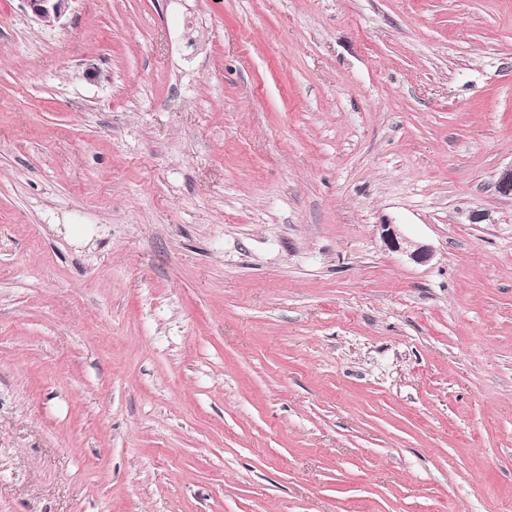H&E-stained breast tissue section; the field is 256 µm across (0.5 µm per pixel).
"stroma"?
<instances>
[{
  "mask_svg": "<svg viewBox=\"0 0 512 512\" xmlns=\"http://www.w3.org/2000/svg\"><path fill=\"white\" fill-rule=\"evenodd\" d=\"M510 165L512 0H0V512H512ZM70 0H22L26 11L35 20L52 26L65 15ZM383 240L387 247L392 251L410 252L411 257L420 263L426 262L430 258V251L424 245L413 243L405 238L396 224H381Z\"/></svg>",
  "mask_w": 512,
  "mask_h": 512,
  "instance_id": "35a3bbf8",
  "label": "stroma"
}]
</instances>
